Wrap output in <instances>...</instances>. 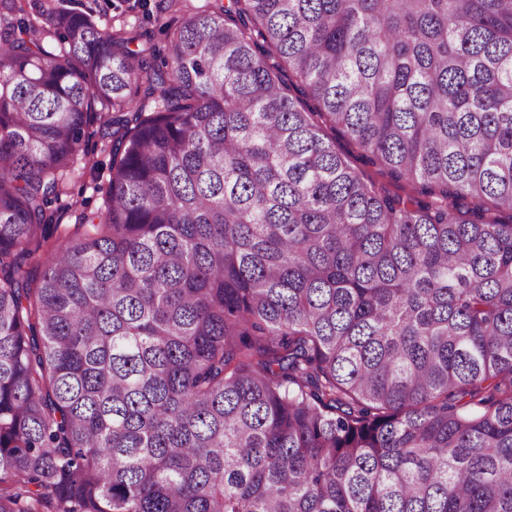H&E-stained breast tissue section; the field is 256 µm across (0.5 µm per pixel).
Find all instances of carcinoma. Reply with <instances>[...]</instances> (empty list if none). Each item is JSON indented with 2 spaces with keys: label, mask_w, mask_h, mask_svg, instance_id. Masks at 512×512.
I'll list each match as a JSON object with an SVG mask.
<instances>
[{
  "label": "carcinoma",
  "mask_w": 512,
  "mask_h": 512,
  "mask_svg": "<svg viewBox=\"0 0 512 512\" xmlns=\"http://www.w3.org/2000/svg\"><path fill=\"white\" fill-rule=\"evenodd\" d=\"M46 24L0 0V512H512V0ZM85 147L89 153L94 154V160L103 165L99 164L97 169L91 170V164H89L85 169L77 171L71 178L67 196H63L59 204L52 206L54 209L60 205L61 209L52 224V237L47 243H44L39 252L28 260V268L33 277H39L41 274V254L47 249L64 246L68 239L79 231L78 224H81V215L100 210L102 207L103 192L107 187L109 155L100 151L101 144L98 136ZM99 188L101 189L99 190Z\"/></svg>",
  "instance_id": "obj_1"
}]
</instances>
